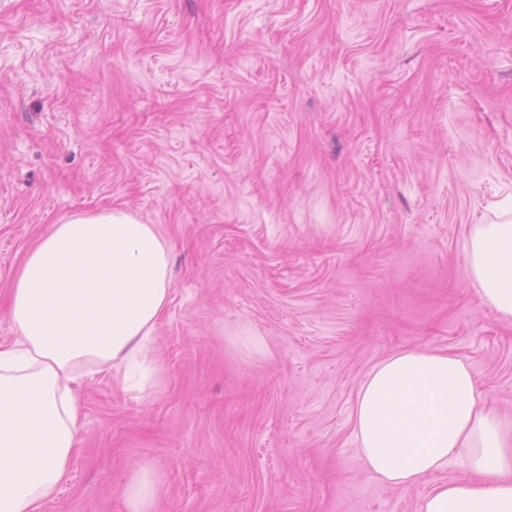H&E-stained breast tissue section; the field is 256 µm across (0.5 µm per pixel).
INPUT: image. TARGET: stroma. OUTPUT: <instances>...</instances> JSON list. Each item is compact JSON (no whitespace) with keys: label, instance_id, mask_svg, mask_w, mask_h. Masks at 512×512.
<instances>
[{"label":"stroma","instance_id":"obj_1","mask_svg":"<svg viewBox=\"0 0 512 512\" xmlns=\"http://www.w3.org/2000/svg\"><path fill=\"white\" fill-rule=\"evenodd\" d=\"M512 201V0H0V342L43 233L115 207L171 244L159 377L99 373L41 512H419L357 451L394 353L461 357L512 422V318L465 243ZM158 493L159 483L154 467L151 464L140 466L123 491L127 512H153Z\"/></svg>","mask_w":512,"mask_h":512}]
</instances>
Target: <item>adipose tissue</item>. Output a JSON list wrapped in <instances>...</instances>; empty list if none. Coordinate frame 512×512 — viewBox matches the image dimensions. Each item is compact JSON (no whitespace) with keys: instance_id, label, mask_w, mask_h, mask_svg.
<instances>
[{"instance_id":"1","label":"adipose tissue","mask_w":512,"mask_h":512,"mask_svg":"<svg viewBox=\"0 0 512 512\" xmlns=\"http://www.w3.org/2000/svg\"><path fill=\"white\" fill-rule=\"evenodd\" d=\"M169 242L115 208L75 215L28 252L8 289L13 341L0 343V512H37L70 465L83 413L73 390L108 372L142 400L157 373L154 336L167 308ZM482 303L512 317V211L475 225L466 245ZM358 451L395 485L465 458L475 479L438 486L419 512H512V425L483 407L458 356L413 349L376 364L360 386ZM152 465L127 482V512H153Z\"/></svg>"}]
</instances>
